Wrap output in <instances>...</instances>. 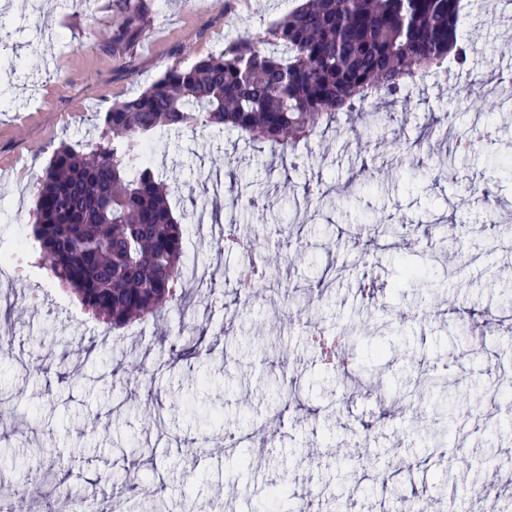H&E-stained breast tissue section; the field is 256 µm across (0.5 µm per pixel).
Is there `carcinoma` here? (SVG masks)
<instances>
[{"label":"carcinoma","instance_id":"carcinoma-1","mask_svg":"<svg viewBox=\"0 0 512 512\" xmlns=\"http://www.w3.org/2000/svg\"><path fill=\"white\" fill-rule=\"evenodd\" d=\"M463 0H301L262 33L168 68L144 91L101 113L99 138L61 144L37 183L31 230L44 263L82 307L116 331L158 318L183 291L178 185L159 175L151 143L163 130L224 127L282 155L341 112L401 98L418 79L465 67ZM126 51L143 23L121 0ZM245 272L261 288L270 269L257 238ZM351 337L317 329L309 344L336 381L351 376Z\"/></svg>","mask_w":512,"mask_h":512}]
</instances>
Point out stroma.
<instances>
[{"label": "stroma", "mask_w": 512, "mask_h": 512, "mask_svg": "<svg viewBox=\"0 0 512 512\" xmlns=\"http://www.w3.org/2000/svg\"><path fill=\"white\" fill-rule=\"evenodd\" d=\"M145 25L131 55L118 0L96 14L64 0H0V310L13 325L0 352V488L29 490V468L88 501L119 500L150 512V498L126 483L136 469L161 476L179 512H259V492L287 479L293 506L336 512H387L378 479L396 473L437 512H512V96L497 107L493 142L451 156L455 138L485 117L465 95L479 85L512 83V0H466L474 46L467 67L429 75L403 102L375 101L381 120L362 145L356 112L301 142L287 162L268 146L208 128L164 130L152 159L160 173L192 191L184 251L214 273V291L167 319L106 335L40 264L36 245L19 248L37 180L64 143L98 137V114L146 89L168 67L191 66L237 35L264 31L297 0H145ZM438 135L412 154L392 138ZM368 161L377 172L350 200L340 192ZM230 178L241 194L235 218L269 252L290 243V268L272 267L276 285L236 288L238 255L211 237V184ZM327 191L294 202L303 185ZM418 266L423 288H400L401 260ZM345 329L357 364L378 380L347 388L323 376L307 352L308 323ZM203 328L197 353L168 367L169 349L190 324ZM235 360L225 368L224 354ZM300 376L304 408L273 406L268 379ZM163 425L149 423L147 390ZM214 408L209 426L191 411ZM105 414L99 428L88 419ZM364 432L354 468L336 482L327 448ZM254 459L240 472L236 461ZM111 473V484L97 482ZM479 476L497 506L467 494ZM360 495H352L353 486Z\"/></svg>", "instance_id": "35a3bbf8"}]
</instances>
